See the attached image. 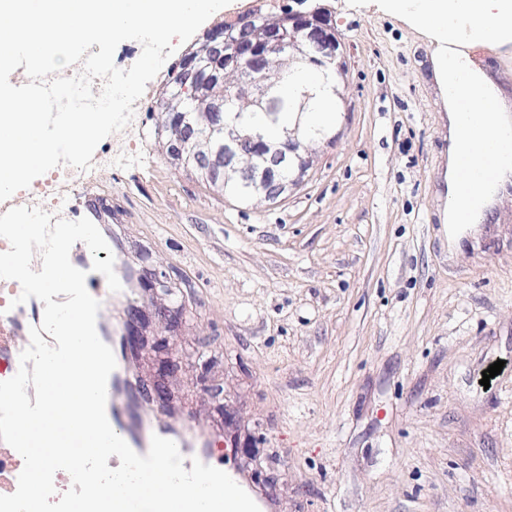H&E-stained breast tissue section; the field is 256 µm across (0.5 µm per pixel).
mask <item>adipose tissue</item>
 I'll list each match as a JSON object with an SVG mask.
<instances>
[{
  "label": "adipose tissue",
  "instance_id": "1",
  "mask_svg": "<svg viewBox=\"0 0 512 512\" xmlns=\"http://www.w3.org/2000/svg\"><path fill=\"white\" fill-rule=\"evenodd\" d=\"M384 8L424 33L435 43L433 59L437 69L458 67L470 72L471 111H482L485 101L495 97L496 90L487 77L476 69L468 53L470 47L488 42H512V0H385ZM332 76L299 64L285 73L277 90L283 97H293L301 90L313 94L304 113L285 112L277 126H269L264 113L254 122L271 137L282 130L299 126L324 133L336 120V98L330 90Z\"/></svg>",
  "mask_w": 512,
  "mask_h": 512
}]
</instances>
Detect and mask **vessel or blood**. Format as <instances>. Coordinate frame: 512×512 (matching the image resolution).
<instances>
[{"label": "vessel or blood", "instance_id": "b4317fda", "mask_svg": "<svg viewBox=\"0 0 512 512\" xmlns=\"http://www.w3.org/2000/svg\"><path fill=\"white\" fill-rule=\"evenodd\" d=\"M505 150H512V135L502 140L486 142L482 149L467 154L465 169L458 178L464 184V196L475 202L485 185L495 181L494 161ZM108 250L90 252L81 242L70 251V261L86 274L87 291L101 303L102 310H109L113 303L122 301L124 290L130 289L134 277L122 257V249L116 238H108ZM114 257L115 272L123 290L112 293L103 275L92 269L93 259ZM44 305L37 299L10 311L0 313V381L13 377L19 369V355L29 344L30 326L40 325ZM123 324L107 325L98 319L96 330L99 338L112 349L117 366L107 381L106 415L113 430L138 454H146L152 436L174 441L184 458V468H191L193 460L215 465L212 451L213 440L208 433L189 417L172 426L162 425L149 411V395L143 389L132 386L128 358L122 349ZM23 468L21 455L5 442L0 441V495L15 492L18 476Z\"/></svg>", "mask_w": 512, "mask_h": 512}]
</instances>
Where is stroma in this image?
<instances>
[{
	"mask_svg": "<svg viewBox=\"0 0 512 512\" xmlns=\"http://www.w3.org/2000/svg\"><path fill=\"white\" fill-rule=\"evenodd\" d=\"M293 0H232L223 17ZM348 63L328 138L273 200L241 199L175 161L163 113H135L84 176L15 193L108 226L169 282L144 309L141 377L215 435L225 465L277 512H512V189L480 231L448 244V114L431 45L381 0H309ZM503 361L481 385L483 371ZM233 416L242 444L224 435Z\"/></svg>",
	"mask_w": 512,
	"mask_h": 512,
	"instance_id": "35a3bbf8",
	"label": "stroma"
}]
</instances>
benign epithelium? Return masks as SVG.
<instances>
[{
  "instance_id": "benign-epithelium-1",
  "label": "benign epithelium",
  "mask_w": 512,
  "mask_h": 512,
  "mask_svg": "<svg viewBox=\"0 0 512 512\" xmlns=\"http://www.w3.org/2000/svg\"><path fill=\"white\" fill-rule=\"evenodd\" d=\"M283 16L288 18V27L298 34L288 42L283 41L278 23L264 24L245 39L230 40L218 29L206 32L198 49L181 62L176 87L163 107L168 114L166 130L172 156L186 161L192 155L203 153L207 174L212 180L224 182V170L229 168L231 173L239 175L242 185L268 199L276 198L288 186L296 184L310 165V160L300 153L297 132L280 143L255 140L222 121L224 102L208 99L204 106L205 123L222 141L220 147L214 149L210 140L200 135L198 125L187 119L185 106L196 99L201 88L218 78V74L209 70L211 66L222 65L237 73L239 79L233 86L238 95L245 103L256 106L261 105L267 93V70L273 59L286 58L291 63L299 54L317 52L321 54L314 58L318 67L344 78L347 67L339 42L321 22L319 9L308 12L290 9ZM143 341L140 322L129 317L127 350L138 352Z\"/></svg>"
}]
</instances>
